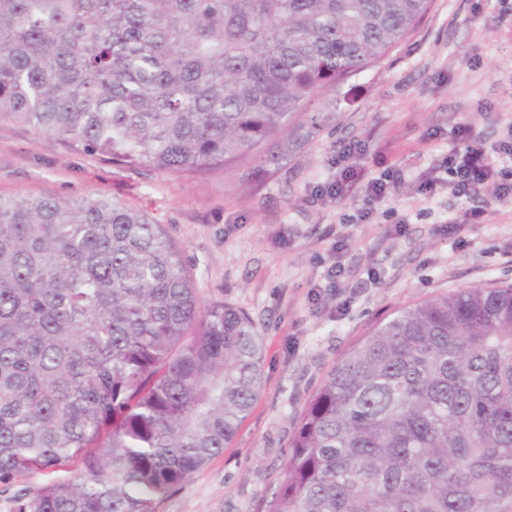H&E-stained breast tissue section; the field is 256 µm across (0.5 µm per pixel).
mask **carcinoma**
<instances>
[{"mask_svg":"<svg viewBox=\"0 0 512 512\" xmlns=\"http://www.w3.org/2000/svg\"><path fill=\"white\" fill-rule=\"evenodd\" d=\"M429 0H0V120L103 162L206 178L288 152L309 98ZM262 336L203 303L145 211L0 197V483L11 512H156L237 434ZM264 512H512V284L438 295L313 391ZM67 470L71 472L59 471L49 475L44 472H36L18 478L17 481L10 485L9 487L0 485V512H10L12 506L11 498L18 490L29 486L41 485L42 483L49 481L51 479L68 477L72 475L73 472L76 470V465L73 464L69 466Z\"/></svg>","mask_w":512,"mask_h":512,"instance_id":"cac0c4a2","label":"carcinoma"}]
</instances>
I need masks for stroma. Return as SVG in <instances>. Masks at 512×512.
I'll list each match as a JSON object with an SVG mask.
<instances>
[{"mask_svg": "<svg viewBox=\"0 0 512 512\" xmlns=\"http://www.w3.org/2000/svg\"><path fill=\"white\" fill-rule=\"evenodd\" d=\"M301 123L302 145L245 182L140 175L0 121V196L99 193L144 210L181 248L201 299L244 310L263 337L250 415L156 512H262L309 394L356 340L401 307L512 284V201L491 183L469 199L444 185L422 190L456 147L458 125L487 149L512 139V0H430L403 41L338 91L315 95ZM348 144L362 179L313 201L339 177ZM388 167L398 185L367 207V178ZM477 207L482 217L469 219ZM452 221L462 235L449 232ZM336 262L344 274L333 281Z\"/></svg>", "mask_w": 512, "mask_h": 512, "instance_id": "35a3bbf8", "label": "stroma"}]
</instances>
